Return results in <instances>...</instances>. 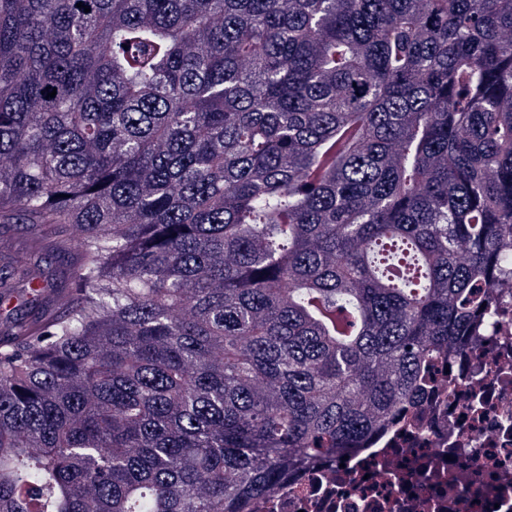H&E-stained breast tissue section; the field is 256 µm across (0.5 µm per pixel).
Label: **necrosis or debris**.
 Listing matches in <instances>:
<instances>
[{
    "instance_id": "necrosis-or-debris-1",
    "label": "necrosis or debris",
    "mask_w": 512,
    "mask_h": 512,
    "mask_svg": "<svg viewBox=\"0 0 512 512\" xmlns=\"http://www.w3.org/2000/svg\"><path fill=\"white\" fill-rule=\"evenodd\" d=\"M479 345L450 351L415 408L291 473L254 512H512V288Z\"/></svg>"
}]
</instances>
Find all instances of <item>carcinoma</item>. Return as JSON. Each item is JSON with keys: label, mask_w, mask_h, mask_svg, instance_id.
<instances>
[{"label": "carcinoma", "mask_w": 512, "mask_h": 512, "mask_svg": "<svg viewBox=\"0 0 512 512\" xmlns=\"http://www.w3.org/2000/svg\"><path fill=\"white\" fill-rule=\"evenodd\" d=\"M13 219L0 512H250L512 283V0H0ZM15 224H0V240L9 247L8 253L42 254L41 265L44 268L61 270L68 264L67 256L58 255L46 249L29 229L27 224L15 221Z\"/></svg>", "instance_id": "1"}]
</instances>
